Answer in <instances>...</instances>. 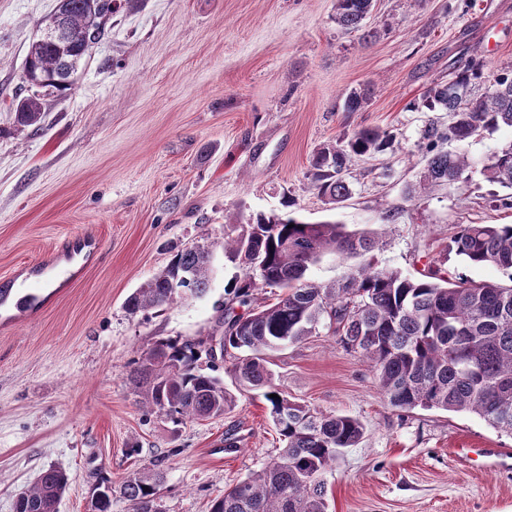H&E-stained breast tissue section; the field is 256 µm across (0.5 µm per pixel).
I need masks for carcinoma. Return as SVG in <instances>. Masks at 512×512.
Masks as SVG:
<instances>
[{"label": "carcinoma", "mask_w": 512, "mask_h": 512, "mask_svg": "<svg viewBox=\"0 0 512 512\" xmlns=\"http://www.w3.org/2000/svg\"><path fill=\"white\" fill-rule=\"evenodd\" d=\"M373 7L374 0H336V23L346 31L357 30ZM112 13V0H58L44 28L62 16L69 37L52 44L40 36L30 44L25 73L39 84L30 94H16L19 126L39 127L45 97L72 89L78 65L108 35ZM484 68L483 61H470L452 80L432 83L412 105L448 113V129L436 127L424 136L425 166L408 186L409 198L472 179L467 155L443 151L440 142L461 143L512 128V77L499 75L484 85ZM393 138L380 128H361L342 144L324 145L309 172L311 188L332 205L349 199L352 157L382 154ZM480 175L511 190L490 193L486 203L512 209V142L483 165ZM378 245L367 233L350 232L341 224H308L282 214H259L243 234L224 241L225 255L242 270L230 290L247 311L222 317L224 353L218 358L231 359L240 388L263 391L284 447L212 500L210 512H328L322 476L345 449L360 443L364 427L351 416L318 412L289 399L268 369L269 353L308 339L321 325L340 336L346 350L370 363L393 407L468 412L512 434V284L451 283L437 270L408 277L371 259L331 287L307 278L327 252L366 256ZM448 251L471 266L496 267L512 281V224H458ZM211 262L207 247L182 249L131 295L128 309L161 308L187 295L206 294ZM263 287L286 293L252 306L254 292ZM218 358L207 338L156 341L136 361L131 378L141 408L176 424L223 416L234 395L203 368L207 361L216 370ZM159 480L157 470L129 477L117 487L103 480L94 489L103 492L100 499L92 497L94 512H110L116 492L132 504L133 512H162ZM66 487L64 472L47 469L18 494L14 512H57Z\"/></svg>", "instance_id": "obj_1"}]
</instances>
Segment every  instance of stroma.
I'll list each match as a JSON object with an SVG mask.
<instances>
[{
  "label": "stroma",
  "mask_w": 512,
  "mask_h": 512,
  "mask_svg": "<svg viewBox=\"0 0 512 512\" xmlns=\"http://www.w3.org/2000/svg\"><path fill=\"white\" fill-rule=\"evenodd\" d=\"M56 4L0 0V290L30 285L45 259L82 268L39 289L37 307L0 310V512L49 468L68 477L58 512H91L99 479L120 483L162 452L163 512H209L281 448L268 404L237 390L223 362L232 410L176 425L140 408L135 360L157 340L211 334L240 274L219 241L287 197L301 221L374 233L380 267L503 282L446 249L453 225L512 224V209L485 203L493 185L477 174L413 199L406 190L425 129L448 124L413 102L474 58L512 74V0H376L349 34L336 0H139L113 14L72 90L47 97L39 128H22L13 100ZM367 84L363 108L344 111ZM361 127L393 144L354 158L350 199L328 204L307 178L312 160ZM511 141L503 128L443 148L478 170ZM193 245L215 248L207 294L130 312L129 297ZM270 370L292 399L365 427L326 475L328 512H512V468L472 454L512 451V435L471 413L393 408L369 363L323 328L272 353Z\"/></svg>",
  "instance_id": "stroma-1"
}]
</instances>
